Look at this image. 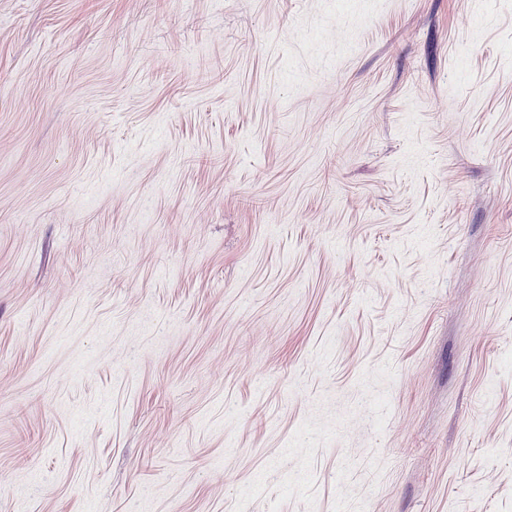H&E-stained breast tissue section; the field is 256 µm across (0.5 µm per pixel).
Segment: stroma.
Instances as JSON below:
<instances>
[{
	"label": "stroma",
	"mask_w": 512,
	"mask_h": 512,
	"mask_svg": "<svg viewBox=\"0 0 512 512\" xmlns=\"http://www.w3.org/2000/svg\"><path fill=\"white\" fill-rule=\"evenodd\" d=\"M0 512H512V0H0Z\"/></svg>",
	"instance_id": "1"
}]
</instances>
